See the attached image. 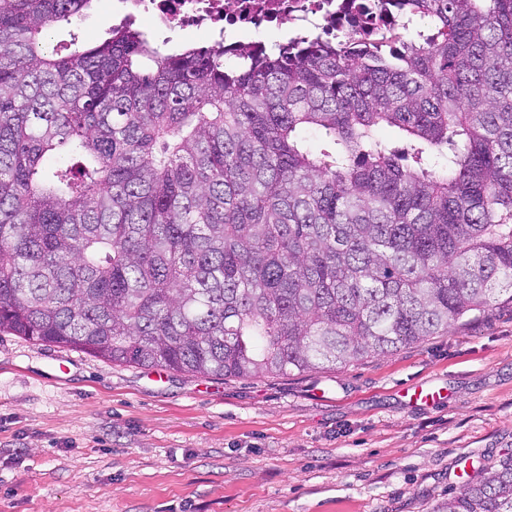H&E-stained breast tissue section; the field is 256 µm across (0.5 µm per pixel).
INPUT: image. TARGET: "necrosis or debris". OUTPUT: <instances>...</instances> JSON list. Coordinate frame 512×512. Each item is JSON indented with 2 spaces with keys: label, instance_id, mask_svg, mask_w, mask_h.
<instances>
[{
  "label": "necrosis or debris",
  "instance_id": "1",
  "mask_svg": "<svg viewBox=\"0 0 512 512\" xmlns=\"http://www.w3.org/2000/svg\"><path fill=\"white\" fill-rule=\"evenodd\" d=\"M126 20L147 17L162 32L189 31L227 40L270 29L288 28L295 39L308 32L336 39L356 30L364 40L377 37L392 16L376 15L372 0H118Z\"/></svg>",
  "mask_w": 512,
  "mask_h": 512
}]
</instances>
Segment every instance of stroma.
Instances as JSON below:
<instances>
[{
	"label": "stroma",
	"mask_w": 512,
	"mask_h": 512,
	"mask_svg": "<svg viewBox=\"0 0 512 512\" xmlns=\"http://www.w3.org/2000/svg\"><path fill=\"white\" fill-rule=\"evenodd\" d=\"M512 453V301L353 365L252 378L0 334V512H438Z\"/></svg>",
	"instance_id": "obj_1"
}]
</instances>
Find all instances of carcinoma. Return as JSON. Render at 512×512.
Returning <instances> with one entry per match:
<instances>
[{
  "label": "carcinoma",
  "mask_w": 512,
  "mask_h": 512,
  "mask_svg": "<svg viewBox=\"0 0 512 512\" xmlns=\"http://www.w3.org/2000/svg\"><path fill=\"white\" fill-rule=\"evenodd\" d=\"M92 2L0 0V332L249 378L386 356L512 292V0H375L429 33L233 67L130 22L52 43ZM441 509L512 512V455Z\"/></svg>",
  "instance_id": "cac0c4a2"
}]
</instances>
